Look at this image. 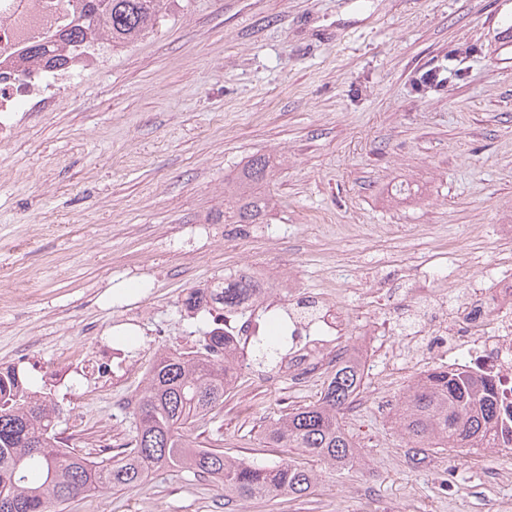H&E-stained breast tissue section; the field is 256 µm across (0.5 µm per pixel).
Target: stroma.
Here are the masks:
<instances>
[{"label": "stroma", "mask_w": 512, "mask_h": 512, "mask_svg": "<svg viewBox=\"0 0 512 512\" xmlns=\"http://www.w3.org/2000/svg\"><path fill=\"white\" fill-rule=\"evenodd\" d=\"M133 45L107 51L49 112L19 113L0 136V369L50 399L77 448L126 441L137 396L164 351L203 348L190 295L244 271L285 292L335 291L350 330L316 351L298 384L251 364L197 444L323 477L286 503H225L212 483L169 468L141 488L101 490L66 512H512V450L423 455L392 417L417 377L447 365L431 337L401 357L414 277L446 276L447 301L512 262V0H180ZM460 79L427 97L438 68ZM256 154L279 165L265 224L224 221V189ZM412 186L398 197V184ZM395 325L373 336V319ZM122 349L120 387L97 366L58 379L100 341ZM373 353L342 424L350 469L326 473L266 443L285 410L315 404L337 352Z\"/></svg>", "instance_id": "1"}]
</instances>
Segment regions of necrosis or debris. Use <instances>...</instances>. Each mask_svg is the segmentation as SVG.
I'll return each mask as SVG.
<instances>
[{
	"label": "necrosis or debris",
	"instance_id": "4bbe7bcc",
	"mask_svg": "<svg viewBox=\"0 0 512 512\" xmlns=\"http://www.w3.org/2000/svg\"><path fill=\"white\" fill-rule=\"evenodd\" d=\"M65 22L60 0H0V130L13 127L14 113L50 110L54 102L49 89L78 76L76 66L24 67L19 61L23 45L51 34ZM459 313L466 317L470 331L468 337L451 338L455 354L466 369L488 381L499 400L512 406V268L473 285L462 297ZM349 325V316L332 298L290 297L288 344L281 354V367L290 375L310 376L315 362L303 353V344L343 335Z\"/></svg>",
	"mask_w": 512,
	"mask_h": 512
}]
</instances>
